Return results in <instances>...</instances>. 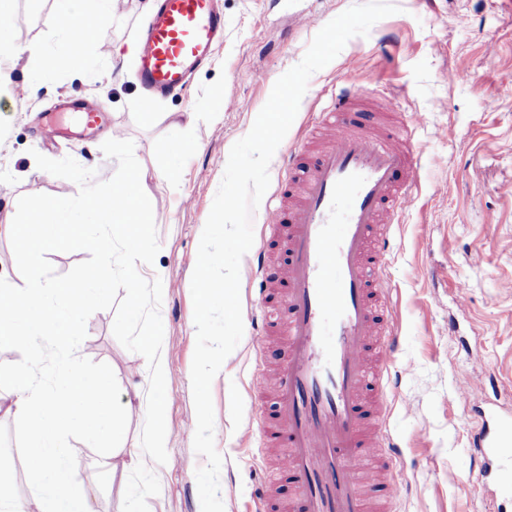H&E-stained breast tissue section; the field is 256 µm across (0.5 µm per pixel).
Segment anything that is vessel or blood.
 <instances>
[{"instance_id":"vessel-or-blood-1","label":"vessel or blood","mask_w":512,"mask_h":512,"mask_svg":"<svg viewBox=\"0 0 512 512\" xmlns=\"http://www.w3.org/2000/svg\"><path fill=\"white\" fill-rule=\"evenodd\" d=\"M224 36L215 0H157L141 33L140 86L156 95L181 90L189 75ZM368 84L343 87L334 106L314 119L322 145L281 157L292 199L277 196L264 213L270 234L282 235L288 261L271 273L264 250L253 254L255 272L254 380L267 372L271 317L266 298L278 285L288 307L282 334L287 357L276 374V427L254 414L250 432L259 448H284L281 469L295 487L291 512H367L361 479L371 443L369 421L384 424L399 336L392 290L381 271L393 252L400 223L418 188L414 161L421 147L392 129L371 131L360 106ZM83 130L102 123L94 100H70ZM493 376L474 386L480 403L471 446L485 483L497 482L512 463V407L488 395Z\"/></svg>"}]
</instances>
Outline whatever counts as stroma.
Instances as JSON below:
<instances>
[{"mask_svg":"<svg viewBox=\"0 0 512 512\" xmlns=\"http://www.w3.org/2000/svg\"><path fill=\"white\" fill-rule=\"evenodd\" d=\"M357 0H221L224 38L184 90L148 99L137 83L134 57H117L116 45L136 44L153 0H118V9L93 53L96 79L60 70L54 84L18 99L24 49L52 52L47 18L54 0H15L10 21L21 51L0 73V286L22 283L10 233L17 203L31 194L74 195L72 181L40 170L35 154L74 158L106 181L117 170L102 144L113 134L132 141L152 203L160 251L153 264H138L148 281L161 279L164 327L161 362L166 381L168 461H146L130 473L141 495L123 502L101 472L99 451L71 437L72 476L88 489L94 512H201L195 471L196 413L191 366L196 344L191 277L201 234L221 184L233 144L246 136L275 82L302 59L327 22ZM396 14L351 38L338 56L310 79L282 148L307 135L317 113L328 110L336 85L376 72L381 94L401 92L394 126L422 145L419 189L395 228L397 249L382 272L393 289L400 334L399 374L384 428L400 452L391 470L403 491L386 501L382 487L371 496L385 512H512V476L482 488L469 446L474 400L464 377L495 374L502 404L512 403V0H391ZM314 15L297 25L295 15ZM468 73L465 82L452 73ZM64 99H92L105 109L94 133L46 138V119L73 128L59 112ZM152 117H145V110ZM194 113L191 145L180 153L175 116ZM463 291H456V284ZM114 310L95 312L80 345L86 370L100 368L123 384L147 392L146 359L114 337ZM65 367L63 352L31 358L18 346H0V393L12 391L22 367ZM254 351L242 336L212 382L214 438L224 463L220 495L225 512H262L254 491L268 473L255 462L243 435L252 421ZM30 450L20 421L0 410V485L15 499L30 494Z\"/></svg>","mask_w":512,"mask_h":512,"instance_id":"35a3bbf8","label":"stroma"}]
</instances>
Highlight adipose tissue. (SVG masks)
Wrapping results in <instances>:
<instances>
[{
	"label": "adipose tissue",
	"instance_id": "1",
	"mask_svg": "<svg viewBox=\"0 0 512 512\" xmlns=\"http://www.w3.org/2000/svg\"><path fill=\"white\" fill-rule=\"evenodd\" d=\"M112 14L113 0H58L51 21L56 49L30 52L24 84L33 90L49 85L62 66L96 77L97 64L87 49L75 47V32L80 27L106 32ZM111 278V254L106 251L76 283L51 286L34 274L22 284L0 287V344L36 350L51 338L68 357L51 389H44L40 378L25 370L12 376L9 408L25 425L31 450L29 475L36 493L30 501L17 502L0 492V512H91L87 489L72 483L66 442L74 435L105 449L112 460V483L126 485L125 426L127 418L140 410L138 395L127 393L122 407L110 406L108 374L86 373L79 355L81 321L105 299Z\"/></svg>",
	"mask_w": 512,
	"mask_h": 512
}]
</instances>
